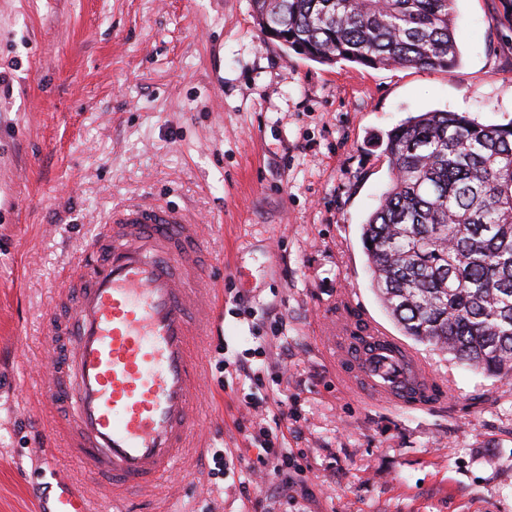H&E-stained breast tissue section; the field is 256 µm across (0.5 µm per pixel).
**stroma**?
I'll return each mask as SVG.
<instances>
[{
    "label": "stroma",
    "instance_id": "obj_1",
    "mask_svg": "<svg viewBox=\"0 0 512 512\" xmlns=\"http://www.w3.org/2000/svg\"><path fill=\"white\" fill-rule=\"evenodd\" d=\"M454 35L451 69H372L264 39L250 0H0V512L62 478L113 512L54 433L40 343L129 200L201 221L217 326L193 343L198 440L122 512H512V382L420 344L448 397L404 409L355 394L332 342L344 321L397 330L360 240L388 131L431 110L512 122V0H457ZM277 424L302 470L253 483L273 459L252 436Z\"/></svg>",
    "mask_w": 512,
    "mask_h": 512
}]
</instances>
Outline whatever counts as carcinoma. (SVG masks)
I'll list each match as a JSON object with an SVG mask.
<instances>
[{"label":"carcinoma","mask_w":512,"mask_h":512,"mask_svg":"<svg viewBox=\"0 0 512 512\" xmlns=\"http://www.w3.org/2000/svg\"><path fill=\"white\" fill-rule=\"evenodd\" d=\"M456 0H251L265 35L308 59L443 70ZM390 182L361 225L376 294L400 333L512 380V122L421 112L393 128Z\"/></svg>","instance_id":"obj_1"}]
</instances>
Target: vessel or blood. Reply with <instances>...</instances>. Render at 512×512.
Wrapping results in <instances>:
<instances>
[{
    "mask_svg": "<svg viewBox=\"0 0 512 512\" xmlns=\"http://www.w3.org/2000/svg\"><path fill=\"white\" fill-rule=\"evenodd\" d=\"M199 227L166 206L113 210L78 259L72 296L47 319L51 362L40 393L64 400L66 451L110 496L160 482L189 447L199 421L202 364L192 344L206 312ZM374 348L336 338V362L363 395L428 408L442 388L425 361L385 329L365 324ZM43 512H93L84 492L58 482Z\"/></svg>",
    "mask_w": 512,
    "mask_h": 512,
    "instance_id": "1",
    "label": "vessel or blood"
}]
</instances>
